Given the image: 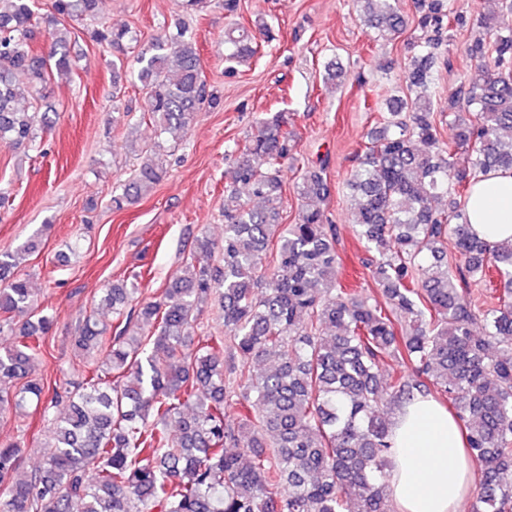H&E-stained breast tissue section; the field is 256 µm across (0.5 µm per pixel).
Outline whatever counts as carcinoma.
<instances>
[{"instance_id":"1","label":"carcinoma","mask_w":512,"mask_h":512,"mask_svg":"<svg viewBox=\"0 0 512 512\" xmlns=\"http://www.w3.org/2000/svg\"><path fill=\"white\" fill-rule=\"evenodd\" d=\"M355 2L382 40L410 22L420 31L408 94L381 100L387 116L347 181L380 298L336 279V226L313 204L331 195L324 167L296 181L302 205L295 223H282V165L295 139L280 111L259 117L236 145L224 237L190 243L188 255L216 252L222 266L189 262L135 307V285H108L101 302L125 317V330L108 337L93 315L82 319L72 347L94 363L77 386L56 382L48 392L33 376L52 317L11 321L35 305L29 280L15 274L35 241L1 251L0 412L40 406L50 437L30 475L20 471L24 449L0 444V512H382L391 454L383 412L412 400L425 380L452 404L482 463L471 512H512V240L488 243L464 217L477 175L512 171V0L470 44L478 63L448 97L446 142L433 112L434 68L462 16L451 0H417L411 21L399 0ZM96 5L55 0L45 21L53 50L43 58L30 47L35 0H0V143L24 146L37 122L49 125L34 102L43 84L72 73L64 22L95 17ZM91 38L110 50L131 40L104 23ZM257 53L245 26L225 33L228 66ZM133 72L143 117L161 136L220 107L185 19L136 56ZM162 150L160 141L140 150L113 208L163 181ZM492 272L496 301L473 296L470 283ZM209 301L223 313L222 336L196 333ZM226 351L275 366L260 375L226 367ZM389 362L400 370L384 382Z\"/></svg>"}]
</instances>
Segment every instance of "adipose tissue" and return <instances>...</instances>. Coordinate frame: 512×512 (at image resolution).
<instances>
[{"label":"adipose tissue","mask_w":512,"mask_h":512,"mask_svg":"<svg viewBox=\"0 0 512 512\" xmlns=\"http://www.w3.org/2000/svg\"><path fill=\"white\" fill-rule=\"evenodd\" d=\"M465 212L471 231L488 242L512 238V172L475 180ZM389 434L388 492L398 512H463L475 464L447 410L429 396L399 404Z\"/></svg>","instance_id":"1"}]
</instances>
